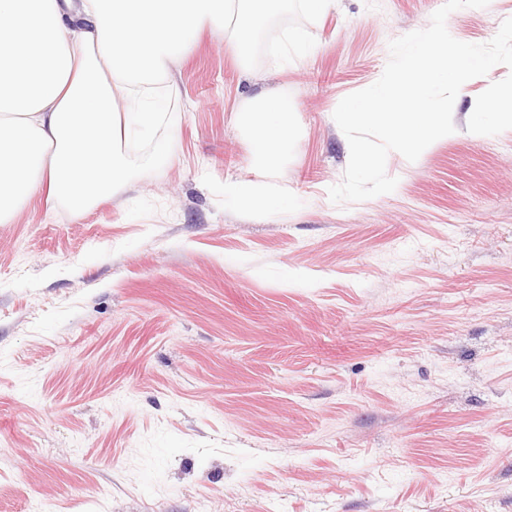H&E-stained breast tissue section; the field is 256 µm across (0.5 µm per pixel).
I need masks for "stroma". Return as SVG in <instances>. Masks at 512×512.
I'll return each instance as SVG.
<instances>
[{
    "label": "stroma",
    "instance_id": "obj_1",
    "mask_svg": "<svg viewBox=\"0 0 512 512\" xmlns=\"http://www.w3.org/2000/svg\"><path fill=\"white\" fill-rule=\"evenodd\" d=\"M443 2L291 0L243 57L204 29L130 187L0 223V512L102 489L105 512H512V130L390 153L392 193L328 194L335 105ZM508 18L490 0L448 26L482 44ZM266 88L296 114L262 170L237 115ZM228 178L283 194L254 220Z\"/></svg>",
    "mask_w": 512,
    "mask_h": 512
}]
</instances>
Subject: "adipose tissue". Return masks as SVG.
Segmentation results:
<instances>
[{"mask_svg":"<svg viewBox=\"0 0 512 512\" xmlns=\"http://www.w3.org/2000/svg\"><path fill=\"white\" fill-rule=\"evenodd\" d=\"M289 0H0V223L39 192L80 214L130 184V135L152 136L172 65L233 15L246 50ZM292 107L262 91L239 114L258 166L288 143ZM271 182L228 179L224 195L263 214Z\"/></svg>","mask_w":512,"mask_h":512,"instance_id":"obj_1","label":"adipose tissue"}]
</instances>
